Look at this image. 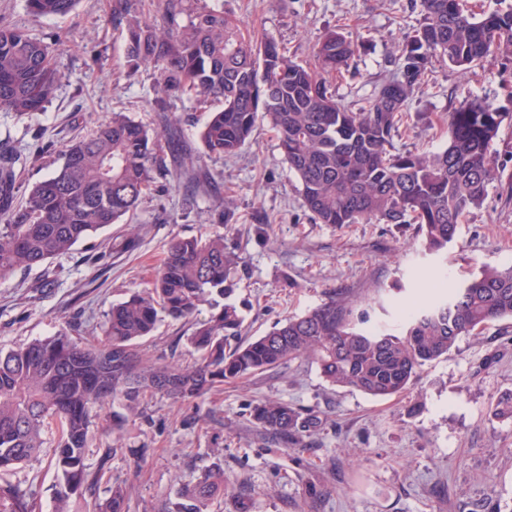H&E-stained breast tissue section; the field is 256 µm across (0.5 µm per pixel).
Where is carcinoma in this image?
<instances>
[{
    "instance_id": "carcinoma-1",
    "label": "carcinoma",
    "mask_w": 512,
    "mask_h": 512,
    "mask_svg": "<svg viewBox=\"0 0 512 512\" xmlns=\"http://www.w3.org/2000/svg\"><path fill=\"white\" fill-rule=\"evenodd\" d=\"M79 0H27L36 18L73 11ZM422 22L396 59L397 76L354 112L336 99L330 78L355 53L333 30L318 42L314 63L297 61L265 34L243 37L216 0H162L161 23L126 18L128 54L157 69L156 99L191 94L220 106L199 133L205 151L237 155L253 138L258 113L278 132L283 162L299 184L303 206L320 224H416L420 246L441 253L463 218L479 208L494 181L508 179L491 148L506 113L472 102L448 113V143L436 151L393 152L400 112L439 57L461 71L495 54L512 62V6L479 16L463 0H419ZM60 75L50 46L20 29L0 28V109L20 117L43 111ZM15 158L0 152V273L29 269L68 253L79 241L133 212L166 164L143 126L122 112L71 142L61 165L12 208ZM240 257L224 233L176 238L152 287L112 306L105 339L80 344L67 332L0 350V475L38 458L43 431L57 425L54 512H77L86 457L98 413L109 404L138 411L148 389L189 401L228 380L242 379L308 357L332 386L385 398L403 392L425 364L448 355L462 336L512 318V264L486 266L453 285L437 278L433 296L402 312V325L360 328L352 308L331 295L272 330L241 339L244 319L231 300ZM224 303H218V299ZM212 312L195 316L204 304ZM168 318L194 321L188 344L199 362L182 368L142 364V341ZM248 421L296 444L319 424L290 405L266 400ZM224 492L216 461L185 485L173 512H205ZM124 484L106 488L88 512H127ZM35 500L0 480V512H37Z\"/></svg>"
}]
</instances>
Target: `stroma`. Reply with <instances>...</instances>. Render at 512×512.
<instances>
[{"instance_id":"stroma-1","label":"stroma","mask_w":512,"mask_h":512,"mask_svg":"<svg viewBox=\"0 0 512 512\" xmlns=\"http://www.w3.org/2000/svg\"><path fill=\"white\" fill-rule=\"evenodd\" d=\"M160 0H80L62 17L34 18L26 0H0V26L29 30L53 49L60 74L44 111L18 117L0 110V147L20 154L18 186L28 190L54 172L61 151L122 112L162 133L178 121L184 141L201 148L206 118L187 95L156 101L151 65L127 54L128 31L112 16L126 7L147 22L160 18ZM244 35L268 34L289 55L312 61L316 43L335 30L357 44L336 97L351 110L367 105L396 73L395 59L422 21L417 0H224ZM476 99L494 102L508 117L492 150L512 174V64L490 56L461 72L433 60L409 98L397 151L422 152L448 141V115ZM203 187L190 189L165 170L124 223L85 239L43 265L0 275V349L67 330L97 342L113 304L151 287L168 243L214 230L219 199L234 214L224 230L227 250L245 267L233 299L244 336H259L299 315L329 293L346 298L370 322L393 321L397 307L429 295L441 273L470 278L484 266L512 264V192L488 188L447 252L421 251L414 224L315 222L303 208L298 183L282 163L278 135L258 118L254 137L231 158L201 155ZM137 245L121 249L126 239ZM192 325L158 323L142 346L149 364L187 366ZM512 393V320L464 336L448 356L423 366L407 389L389 398L326 383L311 360L224 384L186 402L147 397L117 432L95 421L89 470L79 512L107 485L129 489L130 512H171L176 494L213 460L224 466V493L207 512H512V421L496 419L497 400ZM275 399L315 416L319 426L302 445L280 443L252 426L251 406ZM56 428L44 434L37 460L11 474L12 483L51 512ZM146 449L143 466L134 452ZM109 456L99 467L101 456Z\"/></svg>"}]
</instances>
